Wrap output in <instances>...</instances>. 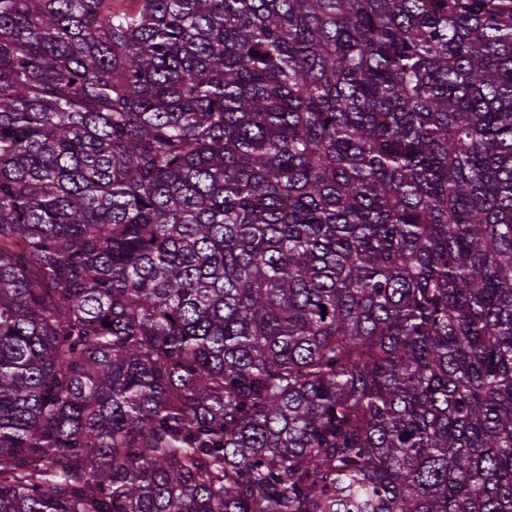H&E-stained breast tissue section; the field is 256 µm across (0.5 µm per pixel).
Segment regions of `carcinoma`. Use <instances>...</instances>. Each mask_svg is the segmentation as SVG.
<instances>
[{
    "label": "carcinoma",
    "mask_w": 512,
    "mask_h": 512,
    "mask_svg": "<svg viewBox=\"0 0 512 512\" xmlns=\"http://www.w3.org/2000/svg\"><path fill=\"white\" fill-rule=\"evenodd\" d=\"M0 512H512V0H0Z\"/></svg>",
    "instance_id": "cac0c4a2"
}]
</instances>
